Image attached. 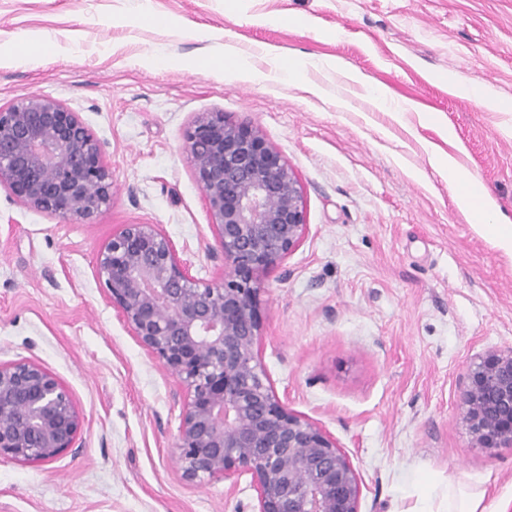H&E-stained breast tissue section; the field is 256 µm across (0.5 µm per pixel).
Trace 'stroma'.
Segmentation results:
<instances>
[{
	"label": "stroma",
	"instance_id": "stroma-1",
	"mask_svg": "<svg viewBox=\"0 0 512 512\" xmlns=\"http://www.w3.org/2000/svg\"><path fill=\"white\" fill-rule=\"evenodd\" d=\"M32 95L77 112L113 187L74 223L0 189V365H40L83 418L53 461L0 459V512L256 508L250 476L182 479L187 390L96 273L113 233L155 224L195 277L223 276L184 140L199 112L259 130L301 183L308 231L260 278L256 350L348 454L360 512H427L449 483L512 512V447L462 421L467 367L512 347V257L457 202L472 180L512 224V0H0V105Z\"/></svg>",
	"mask_w": 512,
	"mask_h": 512
}]
</instances>
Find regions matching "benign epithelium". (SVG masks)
<instances>
[{
  "instance_id": "obj_1",
  "label": "benign epithelium",
  "mask_w": 512,
  "mask_h": 512,
  "mask_svg": "<svg viewBox=\"0 0 512 512\" xmlns=\"http://www.w3.org/2000/svg\"><path fill=\"white\" fill-rule=\"evenodd\" d=\"M193 174L224 257V276L201 282L155 224H125L96 270L133 335L188 391L175 453L182 477L251 476L258 512H359L346 454L266 385L260 276L282 265L307 231L303 191L256 129L199 112L186 130ZM69 222L107 206L112 173L99 142L63 102L30 96L0 106V187ZM463 421L480 448L512 447V347L489 349L466 370ZM82 420L67 388L30 362L0 366V458L52 461Z\"/></svg>"
}]
</instances>
